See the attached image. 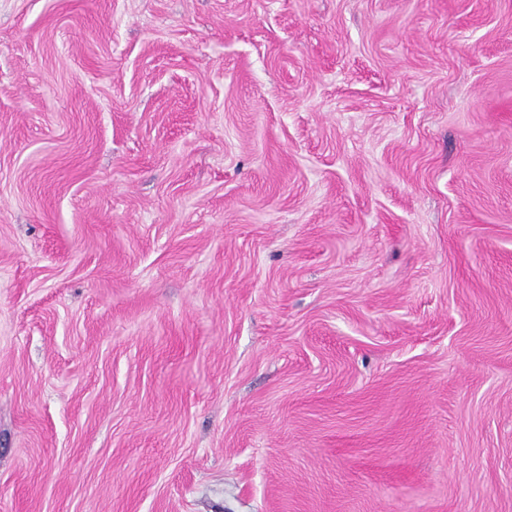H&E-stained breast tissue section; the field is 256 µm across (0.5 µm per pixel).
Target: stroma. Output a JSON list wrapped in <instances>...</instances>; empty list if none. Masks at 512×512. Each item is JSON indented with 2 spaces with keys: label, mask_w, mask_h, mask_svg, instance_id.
<instances>
[{
  "label": "stroma",
  "mask_w": 512,
  "mask_h": 512,
  "mask_svg": "<svg viewBox=\"0 0 512 512\" xmlns=\"http://www.w3.org/2000/svg\"><path fill=\"white\" fill-rule=\"evenodd\" d=\"M0 512H512V0H0Z\"/></svg>",
  "instance_id": "1"
}]
</instances>
